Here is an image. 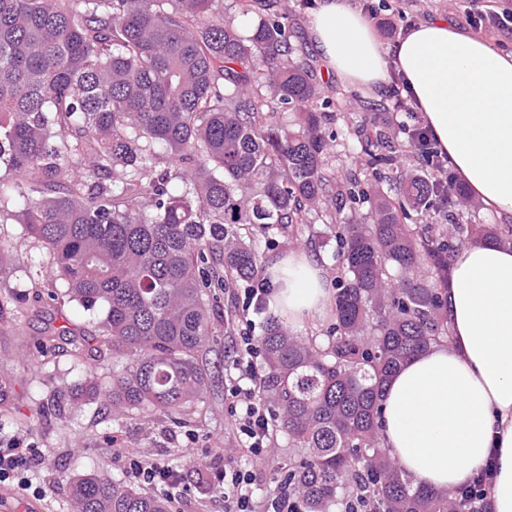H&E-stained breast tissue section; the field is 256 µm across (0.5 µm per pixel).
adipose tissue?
<instances>
[{
  "label": "adipose tissue",
  "instance_id": "1",
  "mask_svg": "<svg viewBox=\"0 0 512 512\" xmlns=\"http://www.w3.org/2000/svg\"><path fill=\"white\" fill-rule=\"evenodd\" d=\"M329 70L375 89L402 75L449 168L488 211L512 218V52L433 19L385 46L354 0H322L309 20ZM270 306L297 328L332 296L315 255L273 264ZM453 347L431 346L388 380L379 437L402 472L448 490L494 472L496 512H512V248L480 241L452 259L446 298Z\"/></svg>",
  "mask_w": 512,
  "mask_h": 512
}]
</instances>
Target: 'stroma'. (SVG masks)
I'll list each match as a JSON object with an SVG mask.
<instances>
[{"instance_id":"obj_1","label":"stroma","mask_w":512,"mask_h":512,"mask_svg":"<svg viewBox=\"0 0 512 512\" xmlns=\"http://www.w3.org/2000/svg\"><path fill=\"white\" fill-rule=\"evenodd\" d=\"M287 5L292 41L301 45L315 68L318 79L333 104L325 111V123L336 133L325 157L336 183L346 184L363 173L364 150L359 144L361 129L381 127L390 100L386 91L348 87L336 73L327 72L313 47L308 22L321 0H281ZM367 15L385 45H394L407 22L445 18L457 28L484 38L495 47L512 52V32L476 26L470 0H355ZM266 261L295 249L320 255L328 276L339 266L338 245L331 225L310 215L308 223L283 226L260 239ZM0 246L13 258L0 273V379L9 378L11 388L0 405V445L14 442L39 449L43 461L31 474L34 485L45 491L46 512H72L70 478L107 472L122 476L123 461L116 447L175 464L190 495L173 502L175 512H224V499L211 484L200 480L198 461L223 463L246 461L242 434L227 414L229 368L239 353V332L226 324L243 295L237 288L217 289L214 322L219 334L199 355L211 375L205 400L181 409L177 421L152 411H135L114 420L102 395L112 389V353L101 347V330L73 303L56 300L61 281L48 251L41 242L27 237L16 221L0 223ZM90 342V356H73L68 337L59 335L64 323ZM53 338L52 355L36 360L37 344ZM94 373L99 397L75 399L76 386L86 373ZM264 465L255 468L254 485L259 494L272 492L288 463L287 436L277 433ZM185 448L199 451L198 458L182 456Z\"/></svg>"}]
</instances>
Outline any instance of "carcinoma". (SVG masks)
Listing matches in <instances>:
<instances>
[{
    "instance_id": "1",
    "label": "carcinoma",
    "mask_w": 512,
    "mask_h": 512,
    "mask_svg": "<svg viewBox=\"0 0 512 512\" xmlns=\"http://www.w3.org/2000/svg\"><path fill=\"white\" fill-rule=\"evenodd\" d=\"M288 15L247 31L221 0H0V213L48 250L61 298L78 304L124 360L112 411L173 417L207 392L199 363L217 328L211 289L249 288L264 266L255 233L305 224L336 196L374 219L335 220L336 323L328 343L267 321L257 340L259 399L288 437L300 512H458L454 490L403 474L380 445L385 383L448 338L444 293L463 243L501 239L491 224L456 237L407 223L452 211L463 189L413 174L392 197L373 177L338 189L324 169L332 131ZM296 115L294 126L278 113ZM388 166L397 146L375 134ZM158 145L180 159L156 169ZM182 190L173 189V180ZM222 258L224 276L211 261ZM76 512H173L172 501L106 474L71 482Z\"/></svg>"
}]
</instances>
